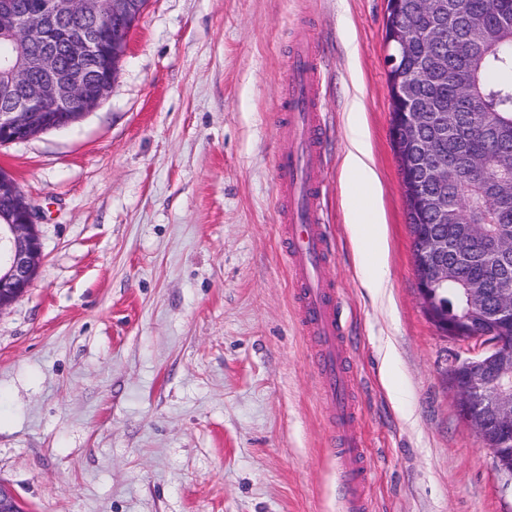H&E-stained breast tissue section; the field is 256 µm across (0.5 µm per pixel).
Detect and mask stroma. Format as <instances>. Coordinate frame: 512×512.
Segmentation results:
<instances>
[{"label":"stroma","mask_w":512,"mask_h":512,"mask_svg":"<svg viewBox=\"0 0 512 512\" xmlns=\"http://www.w3.org/2000/svg\"><path fill=\"white\" fill-rule=\"evenodd\" d=\"M387 0H148L110 95L0 146L39 210V274L0 312V482L24 512H337L330 424L281 252L274 114L288 46L321 57V215L361 410L371 512H512L461 415L459 344L417 287L389 139ZM358 94L384 296L347 226Z\"/></svg>","instance_id":"stroma-1"}]
</instances>
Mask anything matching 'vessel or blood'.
<instances>
[{
	"label": "vessel or blood",
	"instance_id": "vessel-or-blood-1",
	"mask_svg": "<svg viewBox=\"0 0 512 512\" xmlns=\"http://www.w3.org/2000/svg\"><path fill=\"white\" fill-rule=\"evenodd\" d=\"M319 77L314 42L306 37L297 40L288 57L282 109L274 123L277 135L298 144L296 150L276 160L279 217L287 230L283 254L297 278L294 302L298 322L303 333L317 341L318 383L334 410L336 434L330 444L339 477L340 508L342 512H370V472L357 429L359 415L351 396L353 379L345 364L337 293L324 274L329 250L319 224L320 187L316 180L322 139L317 108Z\"/></svg>",
	"mask_w": 512,
	"mask_h": 512
}]
</instances>
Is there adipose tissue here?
<instances>
[{
    "label": "adipose tissue",
    "instance_id": "adipose-tissue-1",
    "mask_svg": "<svg viewBox=\"0 0 512 512\" xmlns=\"http://www.w3.org/2000/svg\"><path fill=\"white\" fill-rule=\"evenodd\" d=\"M362 105L352 100L348 112L350 139L343 168L352 184L371 189L377 177L372 166L369 143L361 122ZM348 224L356 252L366 270L364 287L377 291L386 285V273L381 261V218L375 206H351Z\"/></svg>",
    "mask_w": 512,
    "mask_h": 512
}]
</instances>
